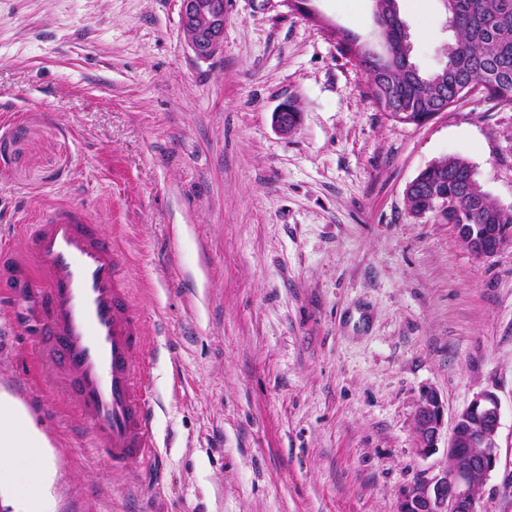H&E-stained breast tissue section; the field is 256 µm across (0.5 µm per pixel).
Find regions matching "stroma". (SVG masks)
Listing matches in <instances>:
<instances>
[{"label":"stroma","instance_id":"stroma-1","mask_svg":"<svg viewBox=\"0 0 512 512\" xmlns=\"http://www.w3.org/2000/svg\"><path fill=\"white\" fill-rule=\"evenodd\" d=\"M225 0L224 47L195 57L180 0H0V237L88 207L127 257L154 342L160 457L112 472L0 304V395L39 432L55 512H398L448 466L418 456L414 410L500 402L479 512H512V241L473 254L412 213L428 165L467 159L512 207V108L482 92L421 124L370 97L327 30L377 42L373 0ZM412 60L440 68L443 0H399ZM296 100L299 125L273 114Z\"/></svg>","mask_w":512,"mask_h":512}]
</instances>
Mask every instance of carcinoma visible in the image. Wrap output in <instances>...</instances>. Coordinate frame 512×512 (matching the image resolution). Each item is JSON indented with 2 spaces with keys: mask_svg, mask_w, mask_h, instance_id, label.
<instances>
[{
  "mask_svg": "<svg viewBox=\"0 0 512 512\" xmlns=\"http://www.w3.org/2000/svg\"><path fill=\"white\" fill-rule=\"evenodd\" d=\"M375 9L392 17L390 28L380 33V47L362 42L350 32L343 34L344 51L355 58L370 76L371 96L379 109L390 115L398 108L428 115L452 106L472 82L484 83L486 94L512 105V0H444L448 18L461 23V34L444 47L445 63L422 73L401 52L410 37L397 21L395 0H374ZM424 180L450 196H461L473 224L512 227V207L494 202L486 191H467L473 165L449 156L438 161Z\"/></svg>",
  "mask_w": 512,
  "mask_h": 512,
  "instance_id": "cac0c4a2",
  "label": "carcinoma"
}]
</instances>
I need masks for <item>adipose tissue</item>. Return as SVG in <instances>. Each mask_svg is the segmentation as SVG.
Masks as SVG:
<instances>
[{"label":"adipose tissue","mask_w":512,"mask_h":512,"mask_svg":"<svg viewBox=\"0 0 512 512\" xmlns=\"http://www.w3.org/2000/svg\"><path fill=\"white\" fill-rule=\"evenodd\" d=\"M39 446L26 415L11 403L0 402V481L14 485L16 512H53L50 496L38 479L47 467Z\"/></svg>","instance_id":"ef3b65f1"}]
</instances>
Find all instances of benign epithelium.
Instances as JSON below:
<instances>
[{
  "mask_svg": "<svg viewBox=\"0 0 512 512\" xmlns=\"http://www.w3.org/2000/svg\"><path fill=\"white\" fill-rule=\"evenodd\" d=\"M181 32L194 55L210 59L224 46V0H180ZM284 134L297 125L288 104L274 113ZM430 208L450 212L451 224L466 245L479 256H492L512 239V230L499 224H471L468 211L457 199L433 195ZM417 454L434 453L445 427V408L440 395L425 389L414 413ZM500 404L490 391L477 393L455 417L448 438V467L428 481L416 484L402 498L399 512H478V492L500 461L498 444Z\"/></svg>",
  "mask_w": 512,
  "mask_h": 512,
  "instance_id": "obj_1",
  "label": "benign epithelium"
}]
</instances>
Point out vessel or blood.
I'll list each match as a JSON object with an SVG mask.
<instances>
[{"instance_id": "b4317fda", "label": "vessel or blood", "mask_w": 512, "mask_h": 512, "mask_svg": "<svg viewBox=\"0 0 512 512\" xmlns=\"http://www.w3.org/2000/svg\"><path fill=\"white\" fill-rule=\"evenodd\" d=\"M21 258L0 267V298L67 392L88 447L134 474L157 455L149 372L138 356L145 321L131 301L126 259L79 206H50L18 227Z\"/></svg>"}]
</instances>
